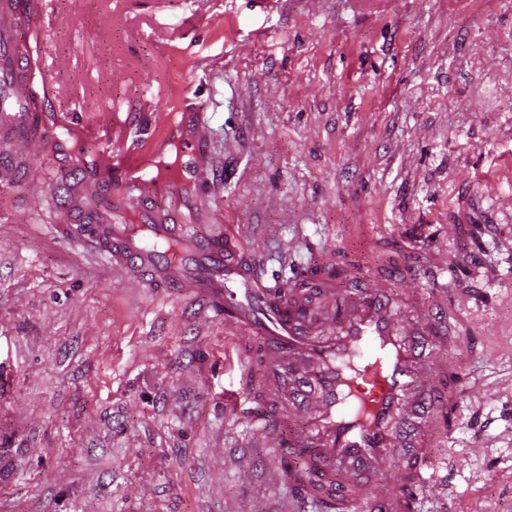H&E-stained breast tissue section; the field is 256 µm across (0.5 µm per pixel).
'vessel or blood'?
I'll return each instance as SVG.
<instances>
[{"instance_id":"vessel-or-blood-1","label":"vessel or blood","mask_w":512,"mask_h":512,"mask_svg":"<svg viewBox=\"0 0 512 512\" xmlns=\"http://www.w3.org/2000/svg\"><path fill=\"white\" fill-rule=\"evenodd\" d=\"M43 18L42 0L31 9L22 0H0V64L12 65L24 52L13 28ZM39 97L31 66L13 73L9 97L0 101V141L41 135ZM186 119L195 134L183 141L180 187L197 179L203 160L199 133L207 125L202 112ZM69 184L68 206L57 213L62 230L79 229L95 252L144 269L154 285L190 284L213 313L235 322L242 335L262 340L276 387L264 404L260 431L279 421L281 392L288 406L311 416L307 433L289 440L287 448L289 457L307 463L289 476L299 488V503L315 504L318 512H413L435 467L426 448L408 447L407 435L421 420L427 435L449 438L445 412L458 394L454 384L424 385L427 376L439 374V329L448 322L447 307L403 325L394 318V289H368L358 280L350 285L359 296L353 302L327 279L320 293L330 301L333 327L326 331L303 305L287 303L264 284L255 273L256 258L243 246L189 232L174 213L150 207L146 192L158 184L144 174L136 149L127 150L124 170L110 182L87 176ZM400 452L407 459L400 490L381 497L367 477Z\"/></svg>"}]
</instances>
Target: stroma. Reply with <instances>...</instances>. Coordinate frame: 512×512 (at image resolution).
<instances>
[{
    "instance_id": "obj_1",
    "label": "stroma",
    "mask_w": 512,
    "mask_h": 512,
    "mask_svg": "<svg viewBox=\"0 0 512 512\" xmlns=\"http://www.w3.org/2000/svg\"><path fill=\"white\" fill-rule=\"evenodd\" d=\"M22 31L53 89L0 184V512H284L293 490L225 398L246 356L189 288L149 287L53 222L60 170L162 153L208 116L195 188L160 206L235 225L266 285L334 258L340 285L403 264L399 322L448 289L447 482L417 512H512V0H47ZM350 224L377 227L367 247Z\"/></svg>"
}]
</instances>
